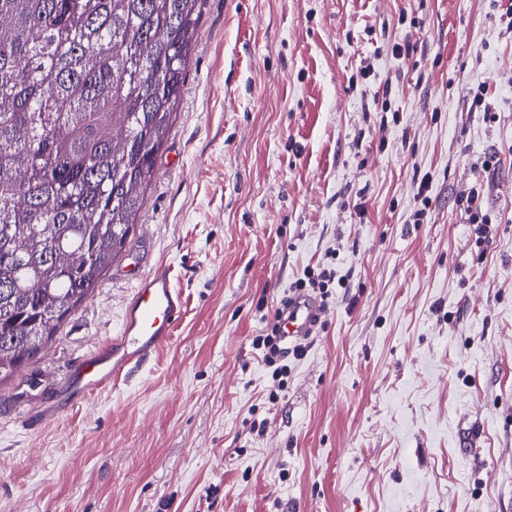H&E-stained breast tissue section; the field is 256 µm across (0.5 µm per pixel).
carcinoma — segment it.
I'll return each instance as SVG.
<instances>
[{
    "instance_id": "carcinoma-1",
    "label": "carcinoma",
    "mask_w": 512,
    "mask_h": 512,
    "mask_svg": "<svg viewBox=\"0 0 512 512\" xmlns=\"http://www.w3.org/2000/svg\"><path fill=\"white\" fill-rule=\"evenodd\" d=\"M203 0H0V383L125 250Z\"/></svg>"
}]
</instances>
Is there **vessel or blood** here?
<instances>
[{"mask_svg":"<svg viewBox=\"0 0 512 512\" xmlns=\"http://www.w3.org/2000/svg\"><path fill=\"white\" fill-rule=\"evenodd\" d=\"M183 306V296L175 287L169 268H154L139 278L116 336L77 359L61 379L51 381L45 374H32L29 382L40 388L39 399L8 406V413L30 429L54 424L66 410L88 402L133 366L152 359L170 341ZM326 312V307L313 297L292 298L278 319L287 345L313 336Z\"/></svg>","mask_w":512,"mask_h":512,"instance_id":"1","label":"vessel or blood"}]
</instances>
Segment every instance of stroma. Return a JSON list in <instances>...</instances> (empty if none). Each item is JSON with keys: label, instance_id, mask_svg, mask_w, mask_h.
I'll return each instance as SVG.
<instances>
[{"label": "stroma", "instance_id": "35a3bbf8", "mask_svg": "<svg viewBox=\"0 0 512 512\" xmlns=\"http://www.w3.org/2000/svg\"><path fill=\"white\" fill-rule=\"evenodd\" d=\"M511 3L204 0L130 244L0 408L117 335L136 274L169 265L182 316L54 425L0 411V512H512ZM322 267L273 380L253 340ZM335 279V274L332 270L326 268L320 269L319 273H315L314 269H309L305 275V279L299 280L296 283L295 291H304L305 288L309 287L312 290L318 289L320 294L327 293L329 284Z\"/></svg>", "mask_w": 512, "mask_h": 512}]
</instances>
